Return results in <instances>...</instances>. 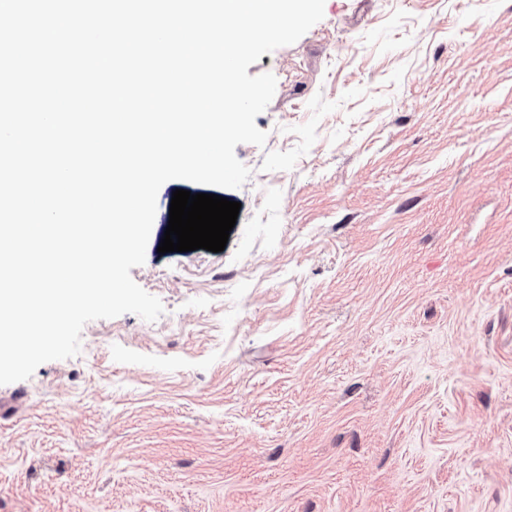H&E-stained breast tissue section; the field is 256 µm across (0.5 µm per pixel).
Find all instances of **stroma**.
<instances>
[{
	"label": "stroma",
	"mask_w": 512,
	"mask_h": 512,
	"mask_svg": "<svg viewBox=\"0 0 512 512\" xmlns=\"http://www.w3.org/2000/svg\"><path fill=\"white\" fill-rule=\"evenodd\" d=\"M224 251L0 385V512H512V0H325Z\"/></svg>",
	"instance_id": "stroma-1"
}]
</instances>
